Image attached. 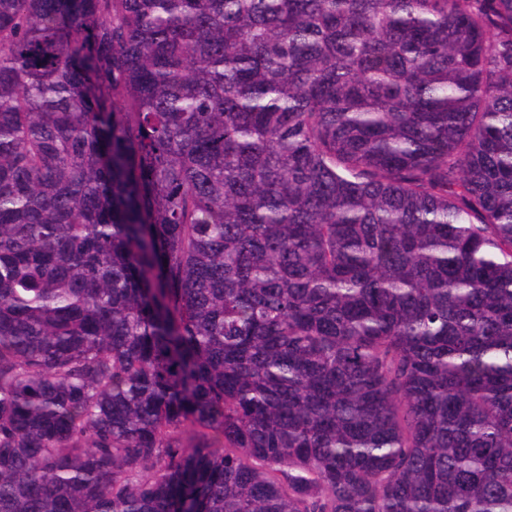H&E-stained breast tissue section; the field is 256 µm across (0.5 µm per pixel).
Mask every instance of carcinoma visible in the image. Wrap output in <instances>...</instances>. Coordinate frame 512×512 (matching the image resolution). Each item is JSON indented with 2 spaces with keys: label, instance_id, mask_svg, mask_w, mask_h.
Wrapping results in <instances>:
<instances>
[{
  "label": "carcinoma",
  "instance_id": "obj_1",
  "mask_svg": "<svg viewBox=\"0 0 512 512\" xmlns=\"http://www.w3.org/2000/svg\"><path fill=\"white\" fill-rule=\"evenodd\" d=\"M0 512H512V0H0Z\"/></svg>",
  "mask_w": 512,
  "mask_h": 512
}]
</instances>
